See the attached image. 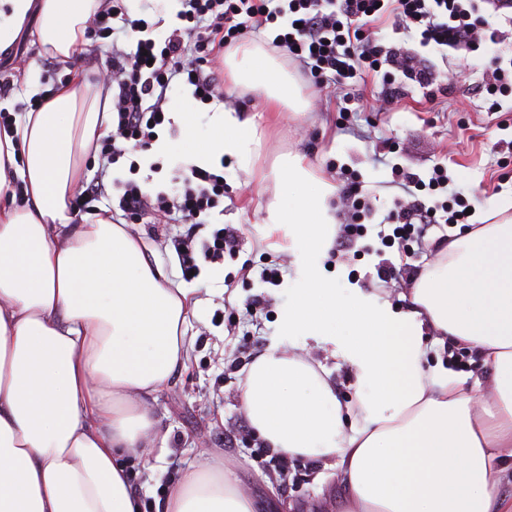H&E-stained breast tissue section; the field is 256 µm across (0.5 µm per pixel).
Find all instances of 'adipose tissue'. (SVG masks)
<instances>
[{
    "instance_id": "ef3b65f1",
    "label": "adipose tissue",
    "mask_w": 512,
    "mask_h": 512,
    "mask_svg": "<svg viewBox=\"0 0 512 512\" xmlns=\"http://www.w3.org/2000/svg\"><path fill=\"white\" fill-rule=\"evenodd\" d=\"M106 4L0 0V54L33 30L42 53L74 65L38 110L0 129V512H141L120 458L161 442L152 403L193 349L187 329L200 301L166 278L156 247L108 214L72 221L78 160L111 120L103 84L81 65ZM224 63L237 86L300 110V85L260 45ZM210 123L214 145L187 138L153 150L206 167L225 155L250 170L261 146L255 120L215 104ZM274 178L288 203L269 206L268 229H288L307 272L283 327L337 345L359 389L342 403L321 364L270 346L241 383L250 426L275 452L337 469L344 512H512L491 483L512 461V221L450 241L447 262L414 278L407 309L396 311L321 276L335 186L293 154ZM16 179L19 203L7 198ZM428 329L489 368L482 410L465 377L424 368ZM165 512L255 510L223 457L205 449L168 491Z\"/></svg>"
}]
</instances>
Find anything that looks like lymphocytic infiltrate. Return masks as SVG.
I'll list each match as a JSON object with an SVG mask.
<instances>
[{
  "label": "lymphocytic infiltrate",
  "instance_id": "f902f5d3",
  "mask_svg": "<svg viewBox=\"0 0 512 512\" xmlns=\"http://www.w3.org/2000/svg\"><path fill=\"white\" fill-rule=\"evenodd\" d=\"M169 34L156 38L157 23L131 18L125 0H111L94 23L117 46L112 65L103 76L112 89V129L102 152L109 164L124 166L127 176L97 182L86 190L90 199H117L125 216L163 224L172 215L193 225V232L176 237L173 249L187 277H197L205 263H223L235 254L241 233L217 222L215 213L224 197V177L191 165L176 171L173 190L138 180L141 164L136 152L150 150L159 132L170 124V92L174 85L190 86L195 100L209 104L224 98V50L244 35L260 36L267 25L283 28L272 41L326 87L346 88L350 80L378 73L383 89L379 99L389 105L413 90L428 98L446 91L442 72L425 57L470 53L481 44L505 40L503 29L480 20L483 0H177ZM412 39V46L388 44L377 36L380 27ZM400 193L389 212L378 218L377 237L385 247L400 246L410 254L423 244L432 227L458 224L465 218L467 200L427 205L418 191L448 186V175L434 166L429 180L402 173L393 181Z\"/></svg>",
  "mask_w": 512,
  "mask_h": 512
}]
</instances>
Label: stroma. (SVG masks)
<instances>
[{"instance_id":"obj_1","label":"stroma","mask_w":512,"mask_h":512,"mask_svg":"<svg viewBox=\"0 0 512 512\" xmlns=\"http://www.w3.org/2000/svg\"><path fill=\"white\" fill-rule=\"evenodd\" d=\"M498 56L512 57V38L481 45L465 56L449 54L447 68L457 78L447 94L431 100L417 89L381 112L373 109L381 89L377 77L366 78L343 93L321 95L312 77L299 75L309 99L307 110L296 113L285 108L272 120L263 112L257 93L225 79L227 97L238 111L255 117L265 133L252 172L242 170L236 159L224 161V221L242 231L238 252L225 257L223 264L202 266L197 278L187 280L170 241L187 234L188 225L173 218L166 224L139 226L143 238L157 246L170 280L196 289L204 301L188 326L194 338L190 358L152 405L153 416L167 435L166 445L150 455L131 454L125 459L145 512H157L170 486L196 463L202 448L223 453L225 464L235 471L260 512H341L344 489L334 470L320 460L293 459L287 476H280L260 456V441L241 406L242 371L250 364L247 352L261 353L274 342L287 350L301 345L304 355L329 372L341 401L354 400L359 388L355 368L336 354L332 344L298 339L282 327V312L300 285L302 269L291 237L283 231L269 233L265 224L267 206L279 195L271 170L281 155H300L317 176L334 185H342L344 177L350 176L375 189L371 203L384 214L392 206L395 191L389 183L395 171L426 179L433 166L441 164L449 184L447 190L435 192V199H446L451 190L460 191L472 211L484 214L490 223L505 215L512 217V208L502 207V192L512 185V95L504 97V111L493 112L487 94L475 91L483 72ZM17 58L35 62L31 78L40 90H52L71 77L65 65L42 56L39 46L22 45ZM377 152L385 154V165L377 167L371 162ZM364 225L366 233L357 241L356 257L328 253L324 275L337 287L360 288L363 295L390 306L402 303L413 271L433 268L445 260L444 249L434 246L435 239L445 234L454 240L466 232L462 223L431 228L427 250L405 270L396 248L381 246L372 220H365ZM270 256L286 268L276 286L261 282L257 273ZM384 261L401 269L397 279L386 285L377 277V267ZM230 276L235 282L228 287L224 280ZM256 295L264 296L265 304L253 315L245 302ZM424 340L428 364L443 361L471 384L486 378L488 371L476 353L465 352L462 360L454 361L452 346L435 344L429 333Z\"/></svg>"}]
</instances>
